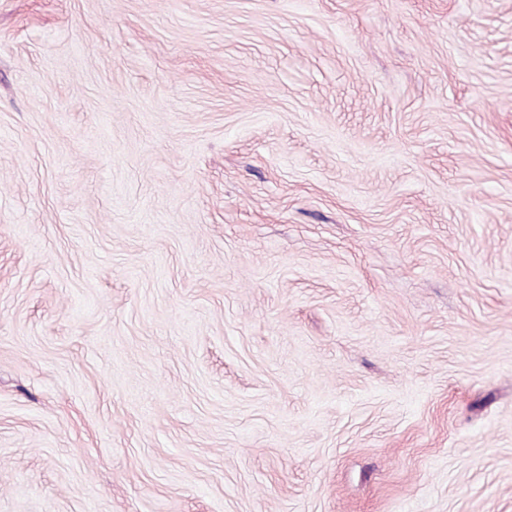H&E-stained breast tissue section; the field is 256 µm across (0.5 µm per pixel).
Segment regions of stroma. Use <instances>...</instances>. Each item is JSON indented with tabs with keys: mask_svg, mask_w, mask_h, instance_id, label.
I'll use <instances>...</instances> for the list:
<instances>
[{
	"mask_svg": "<svg viewBox=\"0 0 512 512\" xmlns=\"http://www.w3.org/2000/svg\"><path fill=\"white\" fill-rule=\"evenodd\" d=\"M0 512H512V0H0Z\"/></svg>",
	"mask_w": 512,
	"mask_h": 512,
	"instance_id": "obj_1",
	"label": "stroma"
}]
</instances>
